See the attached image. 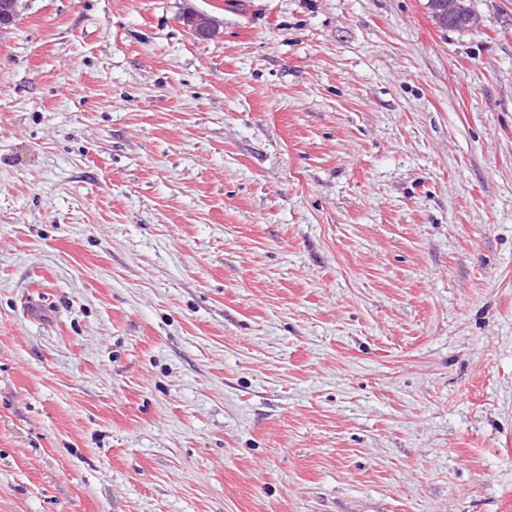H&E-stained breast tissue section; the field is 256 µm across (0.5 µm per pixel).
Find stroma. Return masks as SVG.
Segmentation results:
<instances>
[{"instance_id":"obj_1","label":"stroma","mask_w":512,"mask_h":512,"mask_svg":"<svg viewBox=\"0 0 512 512\" xmlns=\"http://www.w3.org/2000/svg\"><path fill=\"white\" fill-rule=\"evenodd\" d=\"M472 7L31 0L0 512H512V0ZM471 3V0H429V17L438 28L448 29L449 25H453L472 32L479 28L480 20ZM449 29L465 31L460 28ZM190 12L193 13L191 17L195 34L210 38L216 37L221 33V21L217 17L194 9Z\"/></svg>"}]
</instances>
